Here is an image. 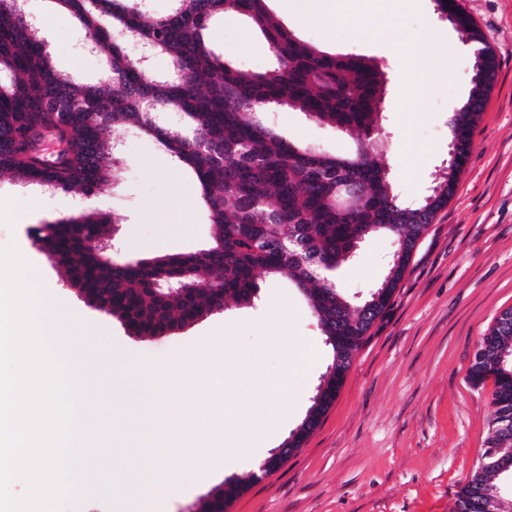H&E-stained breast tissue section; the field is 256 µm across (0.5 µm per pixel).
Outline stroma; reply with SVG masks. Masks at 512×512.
<instances>
[{
	"label": "stroma",
	"mask_w": 512,
	"mask_h": 512,
	"mask_svg": "<svg viewBox=\"0 0 512 512\" xmlns=\"http://www.w3.org/2000/svg\"><path fill=\"white\" fill-rule=\"evenodd\" d=\"M458 3L493 50L496 69L454 194L418 241L389 306L302 446L259 480L254 467L225 462L220 454L205 466L186 458L168 461L166 477L176 491L170 512H194L211 489L232 477L249 478L250 484L225 512H452L457 493L480 462L492 410L493 381L472 386L468 369L479 338L512 307V0ZM20 5L40 20L61 71L107 88L106 67L81 50L86 32L73 18L53 0H21ZM269 8L318 50L365 55L385 65L383 159L404 198L427 195L432 173L448 157V121L468 96L475 60L471 45L441 17L434 0L397 9L395 47L379 31L364 27L369 0L350 5L355 44L331 39L324 21L311 17L309 0H269ZM427 31L435 34L448 62L436 66L433 91L416 98L403 83V58ZM208 40L222 59L243 68L264 72L273 66L264 37L237 16L215 21ZM261 118L283 137L331 155L354 146L350 135L292 108L278 106ZM105 138L121 141L124 176L94 195L64 198L0 176V246L16 242L28 280L46 307L63 304L127 354L148 363L171 361L178 351L223 354L224 398L241 407L252 403L254 381L286 372L281 338L314 350L317 358L307 376L282 400L286 411L261 450L269 457L301 423L329 363L318 320L299 288L262 275L254 306L212 313L168 336H134L117 318L86 306L34 246L30 227L78 210L120 215L117 247L125 257L189 254L211 243L214 228L186 169L148 135L110 130ZM399 150L405 156L393 162ZM394 248L386 236L364 241L359 259L337 273L342 291L353 296L374 288Z\"/></svg>",
	"instance_id": "35a3bbf8"
}]
</instances>
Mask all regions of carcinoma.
Here are the masks:
<instances>
[{
  "label": "carcinoma",
  "mask_w": 512,
  "mask_h": 512,
  "mask_svg": "<svg viewBox=\"0 0 512 512\" xmlns=\"http://www.w3.org/2000/svg\"><path fill=\"white\" fill-rule=\"evenodd\" d=\"M92 36L112 80L109 91L83 85L60 72L36 24L22 16L19 0H0V175L57 193L88 195L118 182L123 158L106 145V129H135L155 138L195 175L216 237L188 255H160L101 264L86 245L105 237L110 217L90 212L74 229L48 224L30 230L33 243L55 256L56 267L90 302L118 318L136 336L174 332L233 301L259 298L256 276L286 278L300 288L318 317L331 363L322 391L288 436L299 448L336 398L354 351L386 309L421 235L448 203L469 152L472 126L484 101L466 100L450 120L455 164L435 177L431 193L405 201L389 168L375 160L384 148L383 66L360 55L336 56L292 36L271 16L268 0H173L153 16L128 0H55ZM231 12L261 32L275 66L254 73L224 62L206 34ZM133 40L153 45L171 59L167 74L137 72ZM181 116L189 136L155 120L151 105ZM288 106L319 123L356 135L348 155H327L284 139L253 118L250 106ZM46 136L66 144L54 158L37 160ZM346 187L361 194L354 209L337 200ZM387 235L396 242L386 278L361 298L346 295L334 273L354 260L363 240ZM175 280L185 293H160L154 285ZM343 340L338 350L334 339ZM495 383L485 451L457 495L455 512H482L486 493H506L512 483V307L482 336L469 380Z\"/></svg>",
  "instance_id": "1"
}]
</instances>
